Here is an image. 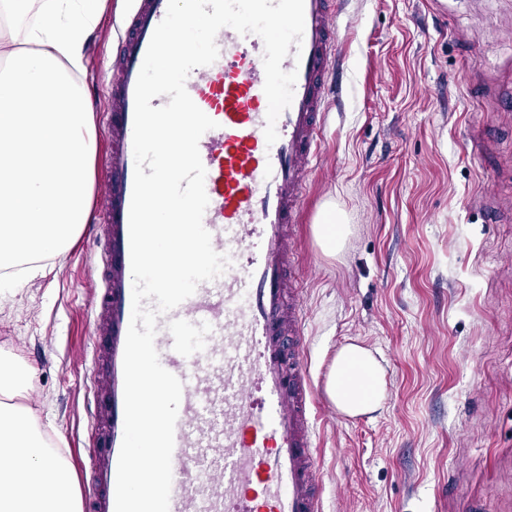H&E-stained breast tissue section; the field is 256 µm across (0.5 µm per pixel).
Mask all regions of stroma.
Here are the masks:
<instances>
[{
    "mask_svg": "<svg viewBox=\"0 0 512 512\" xmlns=\"http://www.w3.org/2000/svg\"><path fill=\"white\" fill-rule=\"evenodd\" d=\"M131 0H107L85 58L99 186L107 70ZM325 150L294 228L322 512H512V0H349ZM348 227L330 255L314 232ZM101 251L77 233L46 270L0 280V353L63 449L87 435ZM369 348L387 391L350 417L324 386Z\"/></svg>",
    "mask_w": 512,
    "mask_h": 512,
    "instance_id": "35a3bbf8",
    "label": "stroma"
}]
</instances>
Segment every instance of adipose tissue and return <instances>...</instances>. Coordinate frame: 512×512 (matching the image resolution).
<instances>
[{"label": "adipose tissue", "mask_w": 512, "mask_h": 512, "mask_svg": "<svg viewBox=\"0 0 512 512\" xmlns=\"http://www.w3.org/2000/svg\"><path fill=\"white\" fill-rule=\"evenodd\" d=\"M105 0H0V269L64 249L88 221L94 135L83 62ZM29 366L0 359V512H77L70 466L22 404ZM384 371L372 352L337 354L326 393L349 416L376 411Z\"/></svg>", "instance_id": "ef3b65f1"}]
</instances>
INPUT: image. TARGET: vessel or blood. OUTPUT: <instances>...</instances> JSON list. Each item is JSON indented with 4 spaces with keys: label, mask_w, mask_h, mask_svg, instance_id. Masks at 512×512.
Here are the masks:
<instances>
[{
    "label": "vessel or blood",
    "mask_w": 512,
    "mask_h": 512,
    "mask_svg": "<svg viewBox=\"0 0 512 512\" xmlns=\"http://www.w3.org/2000/svg\"><path fill=\"white\" fill-rule=\"evenodd\" d=\"M112 62L106 114L105 176L95 235L101 288L91 301L90 431L76 457L85 512H115L124 432L123 355L131 318L129 209L134 91L168 0H132ZM340 0H304L293 101L267 144L264 45L221 29L218 59L193 69L186 88L216 129L200 139L209 204L203 218L213 248L230 259L157 320L162 366L183 383L169 512H321V465L310 416L306 313L292 279V225L308 174L324 148L343 34Z\"/></svg>",
    "instance_id": "vessel-or-blood-1"
}]
</instances>
